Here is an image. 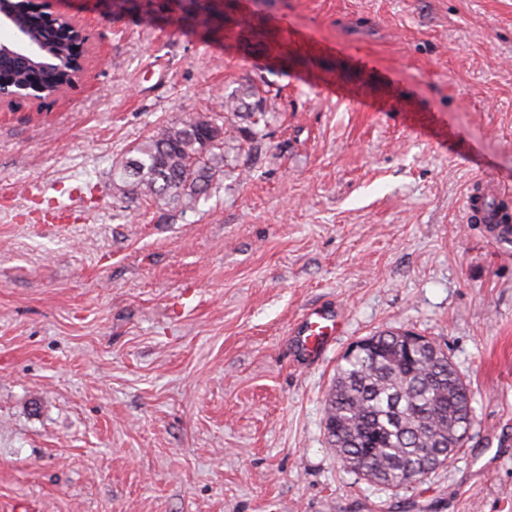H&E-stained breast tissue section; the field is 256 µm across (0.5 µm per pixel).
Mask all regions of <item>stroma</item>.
I'll return each mask as SVG.
<instances>
[{"mask_svg":"<svg viewBox=\"0 0 512 512\" xmlns=\"http://www.w3.org/2000/svg\"><path fill=\"white\" fill-rule=\"evenodd\" d=\"M224 29L54 0L89 58L0 105V512H512V0H211ZM253 83L268 136L191 208L119 168ZM70 220L41 224L48 202ZM344 329L316 362L292 329ZM412 330L467 384L453 458L385 488L329 448L356 340ZM474 458L491 460L485 471ZM495 208L499 217L496 212L488 209L485 205L478 208V212L476 211L475 216L479 222L490 225L489 232L493 238L502 242H508L512 239V228L510 229L509 226L503 224H511L512 222L511 207L507 201H502L498 202ZM499 218L501 224H496L499 222Z\"/></svg>","mask_w":512,"mask_h":512,"instance_id":"stroma-1","label":"stroma"}]
</instances>
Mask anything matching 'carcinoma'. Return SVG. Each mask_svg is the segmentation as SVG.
Returning <instances> with one entry per match:
<instances>
[{
    "label": "carcinoma",
    "mask_w": 512,
    "mask_h": 512,
    "mask_svg": "<svg viewBox=\"0 0 512 512\" xmlns=\"http://www.w3.org/2000/svg\"><path fill=\"white\" fill-rule=\"evenodd\" d=\"M198 7L201 23L212 27L216 16L204 0H186ZM17 7L16 24L40 39L46 53L72 57L77 45L48 27L27 5ZM56 67H36L23 56H0V80L35 83L49 91L64 82ZM224 114L246 127L219 126L215 135L185 119L165 125L135 148L123 165L143 200L194 205L212 182L224 174V143L231 131L247 130L249 138L266 136L270 111L257 87L248 85L224 97ZM378 352H357L341 359L324 405L327 442L337 459L368 472L374 483L394 488L408 483V471L420 467L430 449L444 460L461 447L459 430L472 421L463 379L451 361L433 358L425 349H396L394 332H380Z\"/></svg>",
    "instance_id": "cac0c4a2"
}]
</instances>
